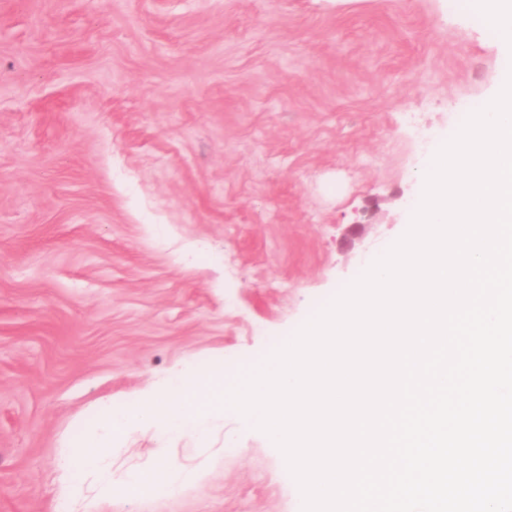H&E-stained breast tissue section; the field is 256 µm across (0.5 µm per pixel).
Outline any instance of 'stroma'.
Wrapping results in <instances>:
<instances>
[{
    "label": "stroma",
    "instance_id": "obj_1",
    "mask_svg": "<svg viewBox=\"0 0 512 512\" xmlns=\"http://www.w3.org/2000/svg\"><path fill=\"white\" fill-rule=\"evenodd\" d=\"M446 0H0V512H57L56 457L179 363L251 369L400 238L419 137L504 79ZM157 443L115 441L112 471ZM203 477L101 512H292L234 410Z\"/></svg>",
    "mask_w": 512,
    "mask_h": 512
}]
</instances>
